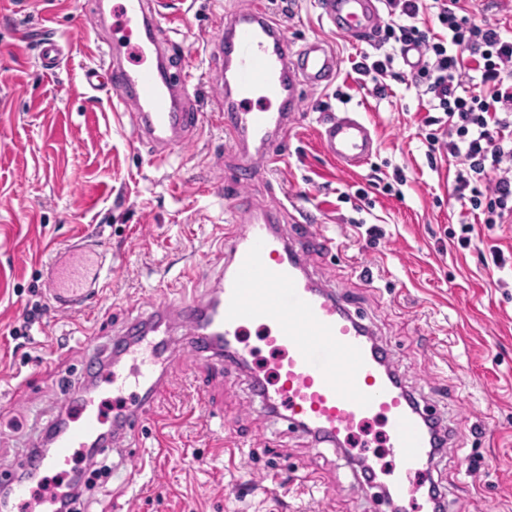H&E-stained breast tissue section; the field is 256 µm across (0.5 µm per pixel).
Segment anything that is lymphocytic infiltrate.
I'll use <instances>...</instances> for the list:
<instances>
[{
	"label": "lymphocytic infiltrate",
	"mask_w": 512,
	"mask_h": 512,
	"mask_svg": "<svg viewBox=\"0 0 512 512\" xmlns=\"http://www.w3.org/2000/svg\"><path fill=\"white\" fill-rule=\"evenodd\" d=\"M390 21L377 41L383 58L355 62L361 76L380 79L396 57L414 47L418 60L411 76L432 111L424 125L429 163L438 157L461 159L452 189L476 224H512V38L498 25L476 20L460 0H385ZM433 10L443 34L435 38L416 21ZM476 224L461 225L467 242Z\"/></svg>",
	"instance_id": "1"
}]
</instances>
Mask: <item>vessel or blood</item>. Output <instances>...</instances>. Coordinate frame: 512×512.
Returning <instances> with one entry per match:
<instances>
[{"mask_svg":"<svg viewBox=\"0 0 512 512\" xmlns=\"http://www.w3.org/2000/svg\"><path fill=\"white\" fill-rule=\"evenodd\" d=\"M380 0H318L320 16L356 41H376L381 28ZM121 35L102 61L85 68L88 86L112 88L114 111L127 116L134 139L157 149L192 142L201 130V114L177 93L160 69L170 47L152 40L136 47L138 60L127 66L125 48L132 32L147 33L155 24L152 0H122ZM212 45L222 59L214 110L224 140L239 159L241 177L228 185L263 177L282 159V148L299 114V88L329 85L340 61L324 41L313 39L293 48L262 0H246L224 21V33ZM319 140L327 157L345 171L365 165L374 139L367 123L346 112L326 119ZM287 207L238 206L221 228L224 274L217 288L200 297L159 292L147 318L125 324L112 338L113 361L86 363L85 374L103 382L110 400L122 409L112 420V437L103 439L101 409L82 390L67 397L69 417L44 451L38 442L21 461L23 476L0 472V489L11 500H26L44 484L49 471L64 470L74 460L92 468L109 449L119 451L117 468L140 474L146 465L139 440L146 425L161 428L156 402L171 384L170 366L182 351L223 361L245 360L252 350L241 339L247 326L263 331L272 348L275 380L251 377V392L261 410L283 413L315 448L349 447L356 428L379 419L386 428L392 464L379 467L363 458L366 470L379 472L387 499L400 512H438L440 502L427 490L434 435L445 434L437 411L406 390L390 349L379 345L363 316L344 294L316 281L307 268L312 246L336 248L318 225H298L294 235L276 233ZM97 293H54L58 311L82 312ZM180 340H172L173 327Z\"/></svg>","mask_w":512,"mask_h":512,"instance_id":"obj_1","label":"vessel or blood"}]
</instances>
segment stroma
<instances>
[{
  "instance_id": "stroma-1",
  "label": "stroma",
  "mask_w": 512,
  "mask_h": 512,
  "mask_svg": "<svg viewBox=\"0 0 512 512\" xmlns=\"http://www.w3.org/2000/svg\"><path fill=\"white\" fill-rule=\"evenodd\" d=\"M241 2L159 0L158 36L174 44L169 69L193 66L199 83L187 94L203 115L197 139L159 166L114 118L113 91L83 80L111 43L116 16L86 30L84 46L47 70L41 39L70 41L95 0H10L0 9V470H17L29 439L62 411L89 356L84 336L106 346L125 322L152 311L159 286L196 295L215 287L224 269L218 226L234 205L224 182L238 167L211 117L217 70L205 48ZM263 2L293 47L323 39L340 69L328 87L304 91L282 162L243 193L259 206L291 199L290 215H312L335 238V252H311V272L354 297L405 386L456 423L433 467L447 512H512V266L480 261L496 247L512 256V224L479 229L460 245L456 234L474 217L452 198L447 163L428 165V108L412 80L389 79L387 96H376L352 70L359 53L379 57L374 45L322 23L316 0ZM343 112L369 124L376 141L351 173L318 140L321 123ZM375 172L388 182L402 174L401 195L359 197ZM96 265L104 301L58 314L52 289L83 287ZM36 296L43 312L30 343L16 348L10 332ZM172 378L156 404L170 417L169 457L131 481L89 474L87 512H386L346 458L312 450L260 412L247 372L210 374L186 351ZM228 441L243 447L230 467ZM273 466L281 470L275 483ZM309 475L318 484L307 489Z\"/></svg>"
}]
</instances>
